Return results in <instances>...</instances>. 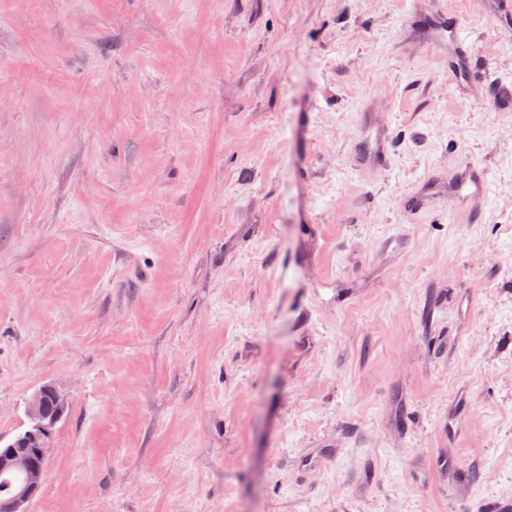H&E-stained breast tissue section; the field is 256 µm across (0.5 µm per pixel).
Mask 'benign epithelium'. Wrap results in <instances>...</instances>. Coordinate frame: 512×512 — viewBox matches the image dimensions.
I'll use <instances>...</instances> for the list:
<instances>
[{
	"instance_id": "obj_1",
	"label": "benign epithelium",
	"mask_w": 512,
	"mask_h": 512,
	"mask_svg": "<svg viewBox=\"0 0 512 512\" xmlns=\"http://www.w3.org/2000/svg\"><path fill=\"white\" fill-rule=\"evenodd\" d=\"M62 412L60 395L45 386L28 402L31 428L6 443L0 438V472L22 475L11 492L0 497V512H27L26 505L42 493L50 442Z\"/></svg>"
}]
</instances>
